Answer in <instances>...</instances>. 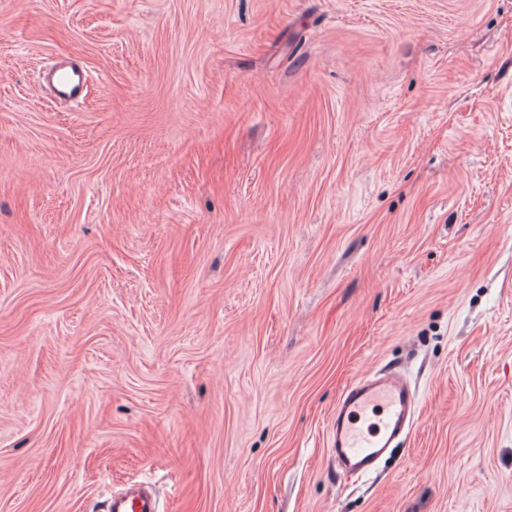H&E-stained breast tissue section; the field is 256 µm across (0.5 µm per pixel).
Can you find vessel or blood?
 Returning <instances> with one entry per match:
<instances>
[{
	"label": "vessel or blood",
	"mask_w": 512,
	"mask_h": 512,
	"mask_svg": "<svg viewBox=\"0 0 512 512\" xmlns=\"http://www.w3.org/2000/svg\"><path fill=\"white\" fill-rule=\"evenodd\" d=\"M57 101L73 103L87 89L85 71L63 62L44 74ZM416 395L404 376L383 371L364 376L341 394L330 417V451L345 474L360 476L380 463L407 438L413 425ZM107 512H159L156 497L133 484L112 496Z\"/></svg>",
	"instance_id": "b4317fda"
}]
</instances>
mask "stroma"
Returning a JSON list of instances; mask_svg holds the SVG:
<instances>
[{
    "mask_svg": "<svg viewBox=\"0 0 512 512\" xmlns=\"http://www.w3.org/2000/svg\"><path fill=\"white\" fill-rule=\"evenodd\" d=\"M386 369L412 434L347 477L331 412ZM142 481L512 512V0H0V512ZM43 81L51 88L56 100L61 103L76 102L87 90L85 71L72 62L55 65L49 72L43 74Z\"/></svg>",
    "mask_w": 512,
    "mask_h": 512,
    "instance_id": "35a3bbf8",
    "label": "stroma"
}]
</instances>
